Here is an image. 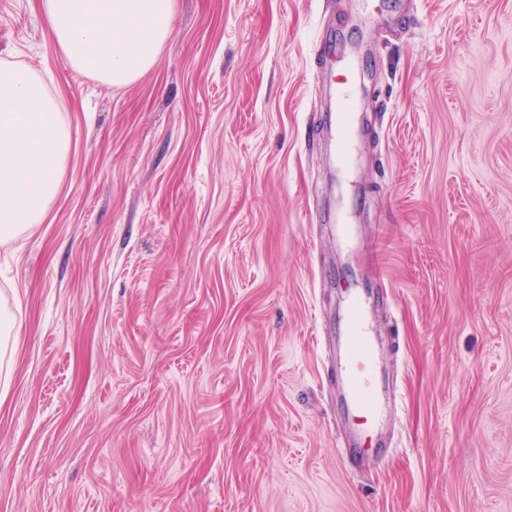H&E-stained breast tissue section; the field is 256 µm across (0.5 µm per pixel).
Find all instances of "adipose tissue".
Here are the masks:
<instances>
[{
  "mask_svg": "<svg viewBox=\"0 0 512 512\" xmlns=\"http://www.w3.org/2000/svg\"><path fill=\"white\" fill-rule=\"evenodd\" d=\"M63 59L102 83L126 86L158 62L173 0H41ZM71 132L40 76L0 66V245L44 223L64 177ZM17 302L0 295V385L9 386L22 331Z\"/></svg>",
  "mask_w": 512,
  "mask_h": 512,
  "instance_id": "1",
  "label": "adipose tissue"
}]
</instances>
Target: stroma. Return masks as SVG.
<instances>
[{
    "label": "stroma",
    "mask_w": 512,
    "mask_h": 512,
    "mask_svg": "<svg viewBox=\"0 0 512 512\" xmlns=\"http://www.w3.org/2000/svg\"><path fill=\"white\" fill-rule=\"evenodd\" d=\"M351 55L348 181L320 132ZM1 63L72 139L0 245V512H512V0H174L123 87L0 0ZM343 204L350 254L313 220ZM369 286L392 416L357 467L326 346ZM18 298L16 294L10 299L0 295V384L3 392H6L10 384L11 357L14 343L22 331V323L15 313L18 309Z\"/></svg>",
    "instance_id": "obj_1"
}]
</instances>
